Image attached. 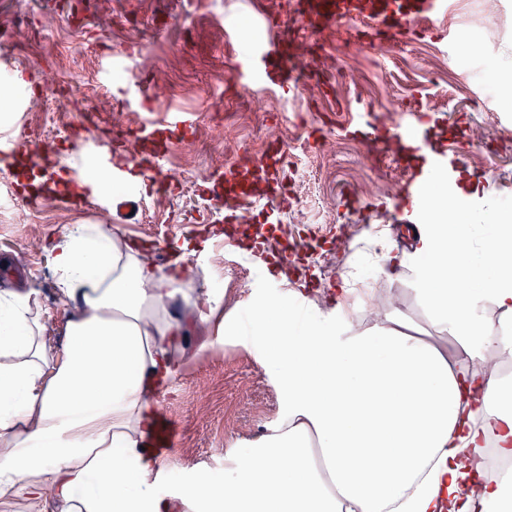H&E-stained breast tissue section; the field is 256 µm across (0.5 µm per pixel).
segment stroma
Returning a JSON list of instances; mask_svg holds the SVG:
<instances>
[{"label":"stroma","mask_w":512,"mask_h":512,"mask_svg":"<svg viewBox=\"0 0 512 512\" xmlns=\"http://www.w3.org/2000/svg\"><path fill=\"white\" fill-rule=\"evenodd\" d=\"M233 0H0V134L18 138L37 133L40 153L48 170L74 149L70 129L76 115L55 111L46 99L32 94L30 72L36 60L56 64L55 77L66 88L94 86L95 96L82 97L85 108L96 111L99 137L111 141L107 127L120 119L137 130L144 112L172 108L195 113L198 141L169 145L160 153L162 168L175 173L177 184L146 198L141 223L120 225L122 235L146 246L173 242L175 247L197 243L188 255L186 270L201 274V288L222 297L231 319L247 318L256 295L295 287L294 275L269 277L257 273L249 251L225 246L224 211L217 197L224 194V171L240 156L241 144L261 149L277 171L265 186L270 200L283 192L297 196V212L274 216L255 202V223L273 221L269 235L273 252H281L280 228L301 237L316 230L326 240L347 237L348 252L321 250L304 263L310 283L323 293L315 310L324 313L336 304L334 288L342 277L370 261L379 245L395 246L396 236H409L411 223H426L425 212L394 207L383 193L386 173L407 178L417 172L394 144L381 163L367 159L363 145L352 136L347 121L357 107L369 109L372 121L390 110L406 112L422 107L433 119L429 136L443 149L467 156L469 168L484 171L470 206H502L512 198V123L500 120V111L512 112V0H497L498 14L490 22L481 55L456 54L448 58L431 27L419 29L412 41L392 35L396 49L380 53L365 28L345 26L338 40L330 30L303 29L306 44L317 54L341 61L344 40L356 44L355 72L346 85L336 86L332 98L313 101L305 89L285 94L272 84L253 91L233 89L228 76L238 41L248 32H235L226 18ZM136 53L131 73L149 80L154 68L171 70L177 83L190 85L191 97L164 96L149 88L145 110L125 107L118 93L121 80L105 87L99 79L104 50ZM152 57L154 68L142 64ZM24 107H17V97ZM250 113L249 122L220 137L217 123H232L238 113ZM280 129L289 146L287 157L272 152V129ZM19 183L11 166L0 165V289L17 284L37 289L44 309L46 334L63 345L67 303L57 290L51 248L64 230L75 224L108 228L107 216L77 206L63 209L60 188L31 201H12L7 194ZM158 410L176 427L174 444L163 452L166 474L160 493L173 491L180 477L201 473L210 479L224 475L227 441L246 447L279 425L283 406L274 377L261 350L246 337L228 336L223 343L187 357L169 386L158 396Z\"/></svg>","instance_id":"stroma-1"}]
</instances>
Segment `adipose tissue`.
<instances>
[{
    "label": "adipose tissue",
    "mask_w": 512,
    "mask_h": 512,
    "mask_svg": "<svg viewBox=\"0 0 512 512\" xmlns=\"http://www.w3.org/2000/svg\"><path fill=\"white\" fill-rule=\"evenodd\" d=\"M433 336L392 308L352 327L298 313L296 292L257 296L244 331L266 351L282 423L228 451L223 482L189 476L168 495L144 437L185 359L235 333L218 306L142 263L135 241L73 226L53 249L68 302L49 345L36 290H0V500L56 512H512V478L479 473L487 443L512 458V378L473 369L512 353V213L418 225L409 256ZM501 316L486 322L484 306ZM460 348L449 356L439 337Z\"/></svg>",
    "instance_id": "1"
}]
</instances>
